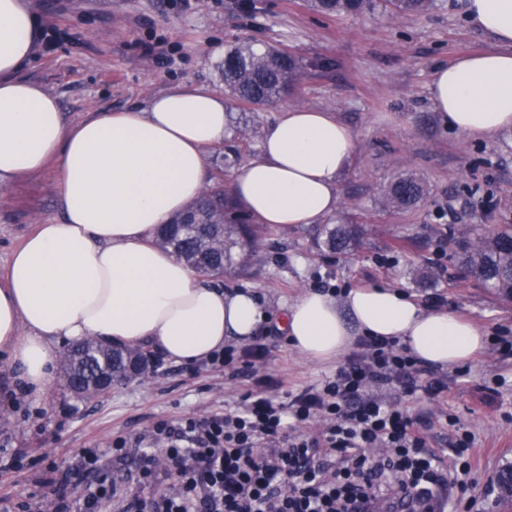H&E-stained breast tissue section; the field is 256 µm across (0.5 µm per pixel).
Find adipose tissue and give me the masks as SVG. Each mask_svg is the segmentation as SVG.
Masks as SVG:
<instances>
[{"label":"adipose tissue","mask_w":512,"mask_h":512,"mask_svg":"<svg viewBox=\"0 0 512 512\" xmlns=\"http://www.w3.org/2000/svg\"><path fill=\"white\" fill-rule=\"evenodd\" d=\"M467 16L498 44L439 67L431 82L441 122L469 136L512 128V0H464ZM41 32L31 0H0V188L58 163L62 218L41 224L0 277V351L24 389L50 383L62 344L94 338L142 344L177 362H199L226 340L254 336L265 314L251 293L227 292L154 244L159 225L208 181L206 151L228 127L223 95L176 88L144 109L94 111L66 123L58 101L19 72ZM352 132L328 112L290 106L270 125L261 159L232 193L260 223L317 224L339 202ZM312 361L341 354L355 333L400 340L439 367L470 362L483 333L452 313L427 312L387 286L351 290L344 302L312 290L279 324Z\"/></svg>","instance_id":"adipose-tissue-1"}]
</instances>
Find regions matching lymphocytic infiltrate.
<instances>
[{"label":"lymphocytic infiltrate","instance_id":"obj_1","mask_svg":"<svg viewBox=\"0 0 512 512\" xmlns=\"http://www.w3.org/2000/svg\"><path fill=\"white\" fill-rule=\"evenodd\" d=\"M255 377L240 405L158 421L138 446L162 450L167 491L127 499L123 512H395L445 499L448 468L413 398L448 397V378L406 345L364 337L336 375L281 391Z\"/></svg>","mask_w":512,"mask_h":512}]
</instances>
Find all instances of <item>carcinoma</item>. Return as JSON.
<instances>
[{
	"instance_id": "1",
	"label": "carcinoma",
	"mask_w": 512,
	"mask_h": 512,
	"mask_svg": "<svg viewBox=\"0 0 512 512\" xmlns=\"http://www.w3.org/2000/svg\"><path fill=\"white\" fill-rule=\"evenodd\" d=\"M317 12L341 16L382 7L395 14H419L440 6V0H308ZM300 60L286 50L254 48L242 42L224 55V87L237 103L251 111L281 102L291 83L301 75ZM427 184L412 173L395 178L385 191L384 204L414 209L424 204ZM190 209L199 215L198 224H164L158 244L169 250L199 276L220 279L231 271H247L264 261L260 233L249 215L226 190L207 191ZM475 237L459 243L458 263L466 276L502 299L512 297V225L503 224L491 233L475 225ZM357 235L351 224L324 228L322 246L328 251H346ZM137 350L124 346L108 352L95 340L86 339L65 355V377L87 391H95L103 375L122 371Z\"/></svg>"
}]
</instances>
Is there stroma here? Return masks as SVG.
<instances>
[{
    "mask_svg": "<svg viewBox=\"0 0 512 512\" xmlns=\"http://www.w3.org/2000/svg\"><path fill=\"white\" fill-rule=\"evenodd\" d=\"M43 27L67 31L53 50H38L19 72L55 97L66 122L90 111L144 108L155 96L194 84L223 93L222 64L232 46L257 41L297 55L301 75L285 102L333 113L355 138L339 180V205L328 222L357 224L350 253L318 247L319 224L272 226L263 239L266 263L244 276L220 279L224 290L249 289L276 324L298 297L321 287L351 290L385 285L405 292L424 310L449 311L488 336H512V304L465 278L453 235L469 225L512 224V130L471 137L443 125L430 97L433 71L451 59L494 49L492 39L462 9L443 0L429 13L391 15L376 10L323 16L306 0H33ZM223 145L207 150L210 175L232 184L261 157V142L278 108L250 112L229 106ZM248 128V140L237 131ZM411 172L428 185L415 210L385 207L384 189ZM62 217L55 166L0 189V276L14 250L36 225ZM264 373L296 391L334 376L340 359L313 362L270 335ZM444 368L447 403L413 400L434 423L435 447H451L457 432L474 438L476 459L467 493L471 512H512L494 487L512 465V359L484 349L465 366ZM15 370L0 353V457L23 456L20 469L0 468V512H14L20 496L51 495L49 467L69 470L71 496L94 476L79 468L80 449L107 448L118 436L134 438L160 419L220 412L235 406L250 386L247 372L210 364L163 360L148 380H130L106 397L86 401L64 388L62 369L39 395L13 385ZM32 417H24V410ZM455 425H446V417ZM118 496L98 512H120L124 497L140 494L138 455L105 456Z\"/></svg>",
    "mask_w": 512,
    "mask_h": 512,
    "instance_id": "obj_1",
    "label": "stroma"
}]
</instances>
